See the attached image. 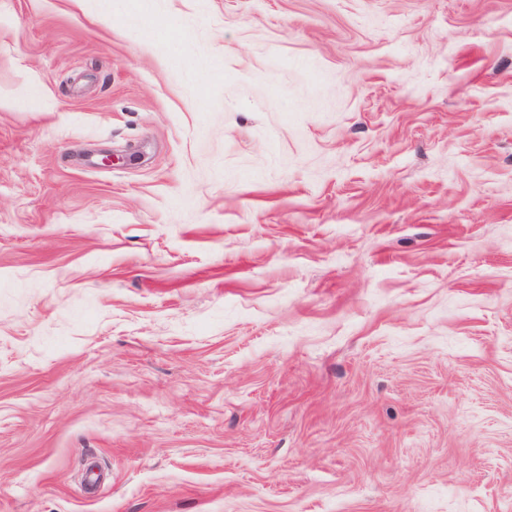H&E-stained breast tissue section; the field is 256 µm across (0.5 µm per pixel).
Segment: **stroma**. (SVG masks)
Masks as SVG:
<instances>
[{"instance_id":"stroma-1","label":"stroma","mask_w":512,"mask_h":512,"mask_svg":"<svg viewBox=\"0 0 512 512\" xmlns=\"http://www.w3.org/2000/svg\"><path fill=\"white\" fill-rule=\"evenodd\" d=\"M0 512H512V0H0Z\"/></svg>"}]
</instances>
